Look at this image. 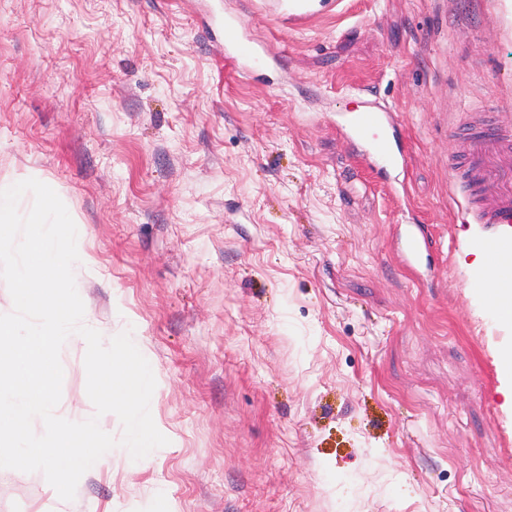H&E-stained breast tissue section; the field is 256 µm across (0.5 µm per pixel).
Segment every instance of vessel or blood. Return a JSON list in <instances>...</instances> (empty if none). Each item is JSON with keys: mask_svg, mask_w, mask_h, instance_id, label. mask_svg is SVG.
Segmentation results:
<instances>
[{"mask_svg": "<svg viewBox=\"0 0 512 512\" xmlns=\"http://www.w3.org/2000/svg\"><path fill=\"white\" fill-rule=\"evenodd\" d=\"M387 124V115L376 110L353 113L349 120L353 136L368 146L372 160L383 169L399 163L385 133ZM452 176L465 184L464 200L478 223H512V132L499 127L492 114L461 127ZM484 248L489 282L501 287L502 271L512 267V251L492 237L486 238Z\"/></svg>", "mask_w": 512, "mask_h": 512, "instance_id": "b4317fda", "label": "vessel or blood"}]
</instances>
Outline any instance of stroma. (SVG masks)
<instances>
[{
	"instance_id": "35a3bbf8",
	"label": "stroma",
	"mask_w": 512,
	"mask_h": 512,
	"mask_svg": "<svg viewBox=\"0 0 512 512\" xmlns=\"http://www.w3.org/2000/svg\"><path fill=\"white\" fill-rule=\"evenodd\" d=\"M267 4L0 0V177L76 220L83 323L130 331L169 440L113 448L70 501L2 476L0 512H512V323L448 178L468 115L512 131V5ZM228 18L260 63L225 61ZM366 108L397 167L347 135ZM85 352L60 354L76 422Z\"/></svg>"
}]
</instances>
